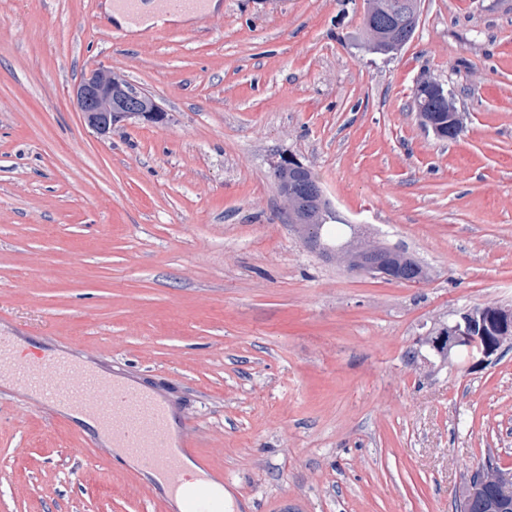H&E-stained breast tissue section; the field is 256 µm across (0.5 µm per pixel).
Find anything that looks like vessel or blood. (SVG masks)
I'll return each mask as SVG.
<instances>
[{"instance_id": "vessel-or-blood-1", "label": "vessel or blood", "mask_w": 512, "mask_h": 512, "mask_svg": "<svg viewBox=\"0 0 512 512\" xmlns=\"http://www.w3.org/2000/svg\"><path fill=\"white\" fill-rule=\"evenodd\" d=\"M208 0H155L159 15L196 17L198 28L212 18ZM9 376L22 390L37 392L48 406H63L94 424L89 447L106 445L111 463L129 458L138 477L157 484L172 512H228L216 485L221 475L201 466L193 481L182 473V459L194 445L189 425L176 417L165 395L129 381L121 373L105 377L86 364L50 353L38 358L20 355L14 337L0 334V377Z\"/></svg>"}]
</instances>
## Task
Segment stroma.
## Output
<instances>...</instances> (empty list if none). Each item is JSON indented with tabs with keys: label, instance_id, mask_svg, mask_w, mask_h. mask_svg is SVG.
<instances>
[{
	"label": "stroma",
	"instance_id": "35a3bbf8",
	"mask_svg": "<svg viewBox=\"0 0 512 512\" xmlns=\"http://www.w3.org/2000/svg\"><path fill=\"white\" fill-rule=\"evenodd\" d=\"M104 0H0V329L160 387L230 512H455L512 471V340L429 365L419 337L512 308V0H420L398 53L364 0H222L202 33L121 35ZM112 70L161 123L93 132L73 90ZM464 129L419 122V79ZM340 222L428 266L351 273L282 216L270 161ZM85 424L0 385V512H166ZM300 182L295 188L298 203L308 210H316L319 207L317 197L308 193V188H313L319 181L315 174L309 169L299 174Z\"/></svg>",
	"mask_w": 512,
	"mask_h": 512
}]
</instances>
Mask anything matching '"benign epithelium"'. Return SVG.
I'll return each instance as SVG.
<instances>
[{
	"mask_svg": "<svg viewBox=\"0 0 512 512\" xmlns=\"http://www.w3.org/2000/svg\"><path fill=\"white\" fill-rule=\"evenodd\" d=\"M75 98L85 123L101 137L110 136L112 128L130 120L154 123L165 120L164 111L152 95L101 68L90 71L80 80L75 89ZM418 117L436 135L445 126H456L460 121V116L454 112L446 116L435 112H420ZM283 204L286 214L289 215V222L294 224L306 244L314 250L333 254L332 248L318 232V226L328 220V216L334 214V211L329 209L299 212L296 210V200L286 193L283 194ZM367 254V269L370 274L386 280L397 279L396 267L390 263L387 251L369 248ZM505 328L504 321L494 316V308L490 306L477 312L463 311L448 329L446 349L451 352L464 347L477 359V363L483 364L500 348V337L491 335V332ZM486 481L497 489V503L492 508L505 509L512 505L511 472H491Z\"/></svg>",
	"mask_w": 512,
	"mask_h": 512,
	"instance_id": "7a95c632",
	"label": "benign epithelium"
}]
</instances>
